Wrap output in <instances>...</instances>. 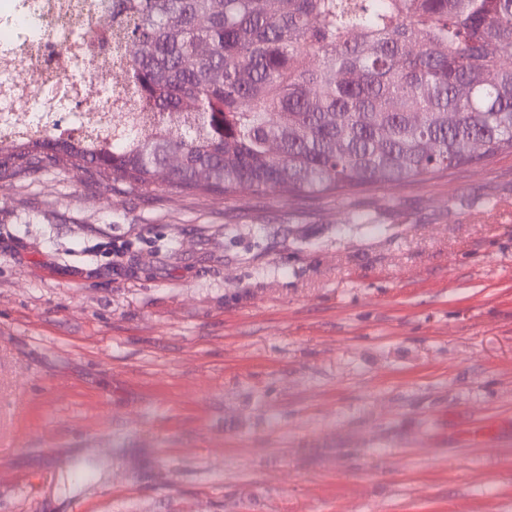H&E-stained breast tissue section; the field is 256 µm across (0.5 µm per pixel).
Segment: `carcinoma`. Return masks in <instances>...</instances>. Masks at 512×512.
I'll return each mask as SVG.
<instances>
[{"instance_id": "carcinoma-1", "label": "carcinoma", "mask_w": 512, "mask_h": 512, "mask_svg": "<svg viewBox=\"0 0 512 512\" xmlns=\"http://www.w3.org/2000/svg\"><path fill=\"white\" fill-rule=\"evenodd\" d=\"M100 16L129 93L111 147L48 133L12 145L16 167L64 158L144 195L346 200L512 151V0H102L89 33Z\"/></svg>"}]
</instances>
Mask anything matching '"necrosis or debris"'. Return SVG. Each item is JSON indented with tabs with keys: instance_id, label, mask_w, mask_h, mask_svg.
Masks as SVG:
<instances>
[{
	"instance_id": "4bbe7bcc",
	"label": "necrosis or debris",
	"mask_w": 512,
	"mask_h": 512,
	"mask_svg": "<svg viewBox=\"0 0 512 512\" xmlns=\"http://www.w3.org/2000/svg\"><path fill=\"white\" fill-rule=\"evenodd\" d=\"M23 0H0V32L10 47L0 53V75L26 71L10 98L0 97V141L10 142L51 132L79 138L92 146L111 142L109 112L87 110L66 119L50 120L57 105L85 103L98 97L103 84H121L123 77L111 60L98 54L92 39L71 41L69 53L51 56L52 34L80 29L84 16L77 9L79 0H66L65 11L46 8L29 10Z\"/></svg>"
}]
</instances>
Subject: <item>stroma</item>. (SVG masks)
I'll return each mask as SVG.
<instances>
[{"label": "stroma", "mask_w": 512, "mask_h": 512, "mask_svg": "<svg viewBox=\"0 0 512 512\" xmlns=\"http://www.w3.org/2000/svg\"><path fill=\"white\" fill-rule=\"evenodd\" d=\"M0 512H512V153L345 201L0 168Z\"/></svg>", "instance_id": "stroma-1"}]
</instances>
